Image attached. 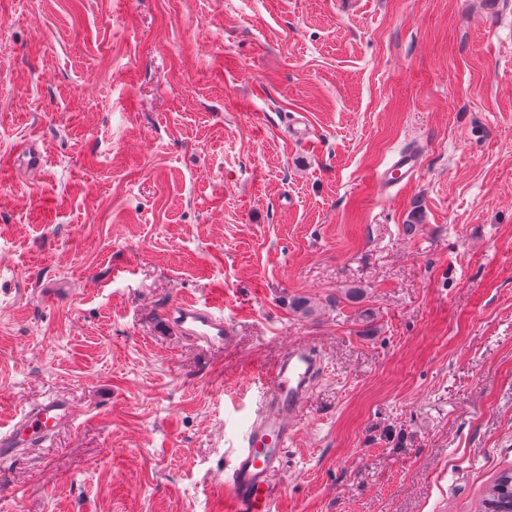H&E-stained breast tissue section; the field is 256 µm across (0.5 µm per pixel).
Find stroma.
Returning a JSON list of instances; mask_svg holds the SVG:
<instances>
[{"instance_id":"stroma-1","label":"stroma","mask_w":512,"mask_h":512,"mask_svg":"<svg viewBox=\"0 0 512 512\" xmlns=\"http://www.w3.org/2000/svg\"><path fill=\"white\" fill-rule=\"evenodd\" d=\"M216 294L223 347L164 323ZM298 342L276 512H473L512 465V0H0V425L80 415L0 512H228ZM420 158L416 152L399 153L391 162L388 169L380 175V182L392 186L402 181L410 183L420 172ZM319 365L306 343L290 346L265 373L264 392L240 441L232 448L227 483L236 512H274L279 495L274 476L300 423Z\"/></svg>"}]
</instances>
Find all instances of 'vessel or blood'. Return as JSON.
I'll use <instances>...</instances> for the list:
<instances>
[{"label": "vessel or blood", "instance_id": "1", "mask_svg": "<svg viewBox=\"0 0 512 512\" xmlns=\"http://www.w3.org/2000/svg\"><path fill=\"white\" fill-rule=\"evenodd\" d=\"M419 172L418 154L402 152L381 174L380 182L385 186L410 182ZM168 320L180 335L202 347L223 346L229 333L223 307L212 301L176 303L168 313ZM318 368L313 348L297 343L265 373L264 392L254 417L231 451L227 482L235 512H275L279 491L274 476L300 422ZM76 418L71 402L60 396H49L29 405L10 424L0 426V459L7 460L42 447Z\"/></svg>", "mask_w": 512, "mask_h": 512}]
</instances>
